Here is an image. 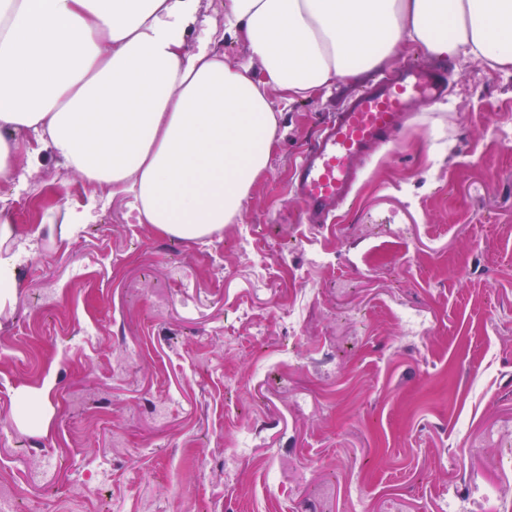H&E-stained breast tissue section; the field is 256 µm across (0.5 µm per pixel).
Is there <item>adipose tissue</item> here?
<instances>
[{
  "mask_svg": "<svg viewBox=\"0 0 512 512\" xmlns=\"http://www.w3.org/2000/svg\"><path fill=\"white\" fill-rule=\"evenodd\" d=\"M200 4L0 0V184L22 183L30 133L33 156L131 196L140 223L202 239L240 217L268 167L280 114L269 89L305 99L408 45L512 70V0H224L220 26ZM228 34L250 64L225 58ZM26 247L1 215L0 300Z\"/></svg>",
  "mask_w": 512,
  "mask_h": 512,
  "instance_id": "obj_1",
  "label": "adipose tissue"
}]
</instances>
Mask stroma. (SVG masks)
Segmentation results:
<instances>
[{
  "label": "stroma",
  "instance_id": "1",
  "mask_svg": "<svg viewBox=\"0 0 512 512\" xmlns=\"http://www.w3.org/2000/svg\"><path fill=\"white\" fill-rule=\"evenodd\" d=\"M436 62L407 46L305 100L270 91L282 117L268 168L240 218L199 241L21 149L22 185H0L32 245L0 305L16 512H500L512 71L446 60V95L415 105L335 223H303L289 191L348 94Z\"/></svg>",
  "mask_w": 512,
  "mask_h": 512
}]
</instances>
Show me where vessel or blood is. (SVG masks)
Wrapping results in <instances>:
<instances>
[{
    "label": "vessel or blood",
    "mask_w": 512,
    "mask_h": 512,
    "mask_svg": "<svg viewBox=\"0 0 512 512\" xmlns=\"http://www.w3.org/2000/svg\"><path fill=\"white\" fill-rule=\"evenodd\" d=\"M446 86L443 70L408 65L360 91L330 117L294 169L293 193L308 223H328L352 193L367 157L397 141L414 103L441 95Z\"/></svg>",
    "instance_id": "obj_1"
}]
</instances>
